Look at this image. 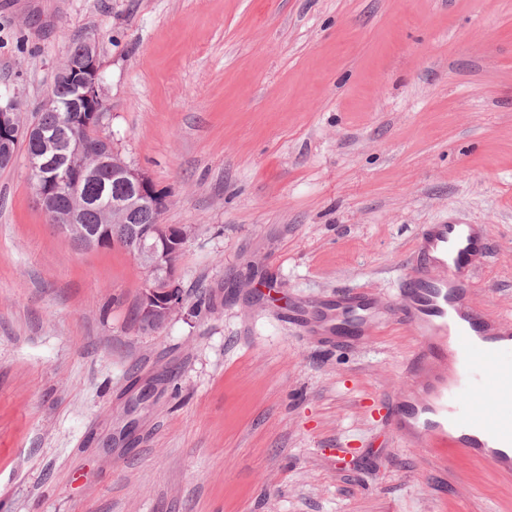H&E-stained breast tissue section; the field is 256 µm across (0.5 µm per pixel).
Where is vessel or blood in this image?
<instances>
[{
    "mask_svg": "<svg viewBox=\"0 0 512 512\" xmlns=\"http://www.w3.org/2000/svg\"><path fill=\"white\" fill-rule=\"evenodd\" d=\"M416 251L394 301L356 288L296 302L290 318L319 345L354 344L386 319L423 337L407 363L411 389L387 411L393 436L440 463L464 450L511 476L512 320L472 301L474 275L491 251L488 235L477 224H425ZM478 393L493 399L482 415L465 405Z\"/></svg>",
    "mask_w": 512,
    "mask_h": 512,
    "instance_id": "1",
    "label": "vessel or blood"
}]
</instances>
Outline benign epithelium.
<instances>
[{
	"mask_svg": "<svg viewBox=\"0 0 512 512\" xmlns=\"http://www.w3.org/2000/svg\"><path fill=\"white\" fill-rule=\"evenodd\" d=\"M57 79L74 84L87 105L84 110L69 111L64 116V125L75 132L97 121L104 101L96 45L87 43L84 55L60 68ZM20 129L25 130L27 138L34 143V149L27 154V165L30 177L37 179L35 191L41 208L71 237L82 240L84 246L101 248L117 242L143 267L146 277L140 299L142 323L157 327L181 311L183 295L176 282L175 258L187 240L186 231L170 224H152L120 241L111 234V225L129 224L138 211L160 203L162 194L152 181L132 168L110 143L104 151L96 149L93 160H87L88 146L82 140L75 136L67 145H62L55 131L36 123H25L23 113L11 99L0 103L1 158H11L12 142ZM107 170L126 185L128 192L112 202L109 223L91 231L79 223L85 206L79 189L83 181L100 177ZM62 198L67 200L63 209L59 207Z\"/></svg>",
	"mask_w": 512,
	"mask_h": 512,
	"instance_id": "benign-epithelium-1",
	"label": "benign epithelium"
}]
</instances>
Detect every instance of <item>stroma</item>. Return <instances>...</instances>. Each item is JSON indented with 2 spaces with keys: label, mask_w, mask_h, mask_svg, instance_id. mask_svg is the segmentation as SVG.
<instances>
[{
  "label": "stroma",
  "mask_w": 512,
  "mask_h": 512,
  "mask_svg": "<svg viewBox=\"0 0 512 512\" xmlns=\"http://www.w3.org/2000/svg\"><path fill=\"white\" fill-rule=\"evenodd\" d=\"M95 42L101 132L184 228V305L0 169V512H512V481L397 446L419 345L347 348L301 299L395 298L421 225L483 224L475 304L512 317V0H0V97L34 120Z\"/></svg>",
  "instance_id": "35a3bbf8"
}]
</instances>
